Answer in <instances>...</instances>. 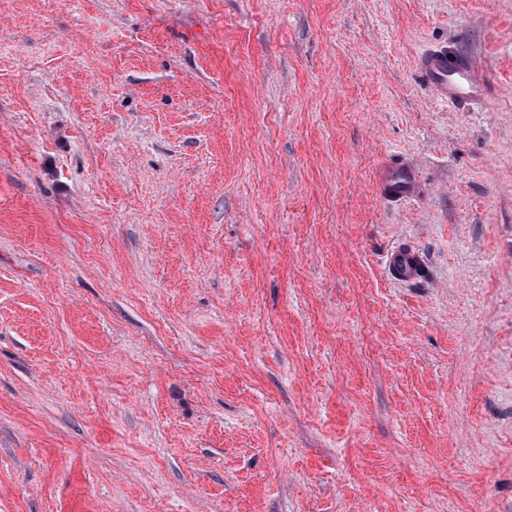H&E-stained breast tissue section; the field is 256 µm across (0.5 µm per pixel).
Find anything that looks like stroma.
<instances>
[{"mask_svg": "<svg viewBox=\"0 0 512 512\" xmlns=\"http://www.w3.org/2000/svg\"><path fill=\"white\" fill-rule=\"evenodd\" d=\"M0 512H512V0H0ZM419 67L437 101L464 107L487 94L485 81L476 74L470 58L436 50L424 54ZM402 187L397 189L396 186ZM377 187L381 194L395 196L400 194H418L421 191V183L411 171L401 172L393 166L381 169L377 175ZM386 262L392 274L400 280L415 278L420 266L419 256L413 250H394Z\"/></svg>", "mask_w": 512, "mask_h": 512, "instance_id": "1", "label": "stroma"}]
</instances>
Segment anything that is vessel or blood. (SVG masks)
Instances as JSON below:
<instances>
[{
	"mask_svg": "<svg viewBox=\"0 0 512 512\" xmlns=\"http://www.w3.org/2000/svg\"><path fill=\"white\" fill-rule=\"evenodd\" d=\"M419 67L438 101L462 107L487 94V86L478 77L470 58L436 50L424 54ZM377 187L386 196L400 192L412 195L420 192L421 183L412 172H401L387 166L377 175ZM387 265L396 278L410 280L416 277L420 262L415 251L395 250L389 253Z\"/></svg>",
	"mask_w": 512,
	"mask_h": 512,
	"instance_id": "b4317fda",
	"label": "vessel or blood"
}]
</instances>
